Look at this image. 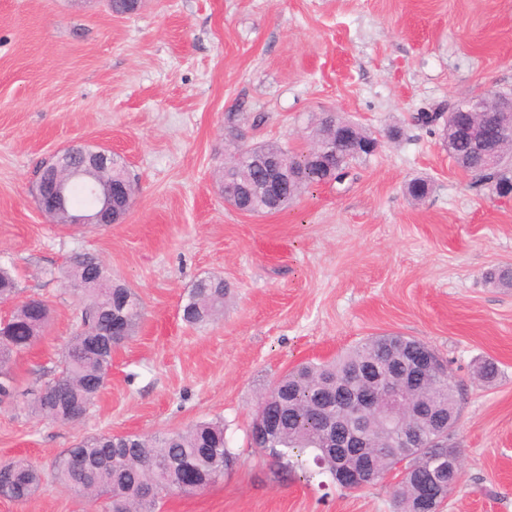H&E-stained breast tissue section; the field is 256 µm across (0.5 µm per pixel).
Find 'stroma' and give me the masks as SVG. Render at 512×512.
Segmentation results:
<instances>
[{
  "instance_id": "stroma-1",
  "label": "stroma",
  "mask_w": 512,
  "mask_h": 512,
  "mask_svg": "<svg viewBox=\"0 0 512 512\" xmlns=\"http://www.w3.org/2000/svg\"><path fill=\"white\" fill-rule=\"evenodd\" d=\"M491 90L512 91V0H142L122 15L108 0H0V265L51 307L14 366L19 388L43 385L77 331L72 253L99 257L144 312L81 422L0 408V462L48 465L86 436L220 419L236 465L157 512H392L390 483L321 487L248 434L259 398L295 365L398 332L431 346L463 389L450 437L462 480L442 512H512V288L484 278L512 267V196L458 169L414 121ZM236 112L263 113L255 138L296 150L322 112L380 145L344 184L247 215L219 189ZM80 144L124 160L137 192L122 223L64 227L39 210L40 168ZM417 177L430 190L415 203L405 186ZM208 276L230 298L188 327L180 306ZM103 508L59 486L0 497V512Z\"/></svg>"
}]
</instances>
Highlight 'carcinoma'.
I'll list each match as a JSON object with an SVG mask.
<instances>
[{
    "mask_svg": "<svg viewBox=\"0 0 512 512\" xmlns=\"http://www.w3.org/2000/svg\"><path fill=\"white\" fill-rule=\"evenodd\" d=\"M485 122L490 129L489 141L501 154L512 157V137L494 130L495 117L488 115ZM442 137L453 153L456 164L475 172L482 168L481 157L475 155L469 143L456 137L447 127H440ZM374 140L372 132L340 115L332 123L321 116L311 124L310 146L297 151L277 141L252 144L260 153H282L287 156L292 176L278 204L268 209L259 199H242L241 205L264 213L287 211L294 201L310 186L334 181L344 182L353 165L366 160L371 152L366 145ZM233 147L227 174L230 181L258 184L262 170L245 160L239 144L227 138ZM111 178L108 172H91L89 176L75 178L68 183L64 206L50 218L57 224H67L74 212L71 202L78 198L83 207L89 202L83 182L104 183ZM483 180L494 186L499 196L512 194V165L484 171ZM405 192L413 200H420L429 192L424 178L410 181ZM70 272L75 277L94 279L108 274L106 267L89 253H76L70 258ZM113 295L89 291L86 304L80 311L78 330L70 343L61 351L60 360L52 371V378L36 390H23L12 401L0 399V405L21 407L45 419L68 423L76 414H86L93 406L109 370L112 368V347L122 345L136 333L142 318L138 295L129 287L117 284ZM229 288L224 280L207 277L196 281L181 306L182 320L195 327L206 325L224 313V301ZM18 280L8 267L0 266V303L18 298ZM120 317L126 328V338H112V319ZM50 308L47 302L29 298L22 300L0 328V396H9L15 389L13 365L34 344L33 330L47 323ZM400 334L374 336L339 354L331 361L305 362L281 377L265 396L280 407L282 426L269 442V456L290 459L310 454L315 466L313 474L326 475L336 482L333 469L336 456L324 447L327 420L336 416V404L330 403L325 393L336 382L346 379L352 372L363 370L369 364L379 366L380 372L393 373L400 369L401 355L391 346ZM416 398L440 415L450 405H461V390L453 374L429 376ZM368 431L376 435L383 451L375 457L376 475L380 476L394 465L393 455L386 449L389 436L383 430V417L370 415L366 420ZM448 452L459 454V449L444 442L441 445L425 443L412 453L409 465L417 478L429 479L433 460ZM233 456L226 446L224 422L201 421L185 430L146 436L126 433L100 434L81 439L56 458L46 474L28 460L0 463V497L24 501L41 490L47 483L59 485L73 495L106 502L107 512H156L164 493L181 492L180 477L187 475L197 490L204 489L224 476ZM393 512H415L414 484L393 487Z\"/></svg>",
    "mask_w": 512,
    "mask_h": 512,
    "instance_id": "carcinoma-1",
    "label": "carcinoma"
}]
</instances>
